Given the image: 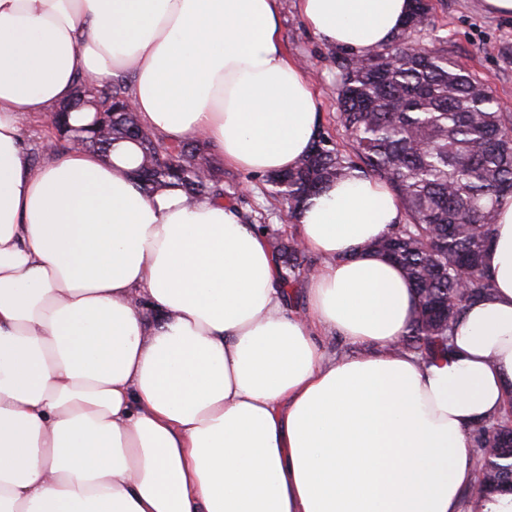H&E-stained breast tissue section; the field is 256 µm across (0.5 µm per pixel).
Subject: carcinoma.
Here are the masks:
<instances>
[{"label":"carcinoma","mask_w":512,"mask_h":512,"mask_svg":"<svg viewBox=\"0 0 512 512\" xmlns=\"http://www.w3.org/2000/svg\"><path fill=\"white\" fill-rule=\"evenodd\" d=\"M405 27L391 44L363 55L335 53L341 111L336 125L358 131L349 149L330 137L290 171L266 176L267 193L289 223L306 200L353 172L387 185L403 219L371 248L394 260L416 289L418 312L403 335V350L425 361L445 357L465 307L493 290L483 270L496 222L497 201L512 194V113L500 110L485 84L448 59V47L412 39L429 26L428 0H414ZM95 103L80 108L90 120L74 128L82 147L108 155L122 141L137 142L142 190L176 185L188 200L240 198L224 193V172L204 141L178 144L145 127L127 107L123 80L92 86ZM270 245L285 274L282 285L308 272L306 250L295 235L270 231ZM477 492L512 488V406L475 430Z\"/></svg>","instance_id":"carcinoma-1"}]
</instances>
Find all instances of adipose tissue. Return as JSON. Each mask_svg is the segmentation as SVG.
Instances as JSON below:
<instances>
[{"instance_id": "adipose-tissue-1", "label": "adipose tissue", "mask_w": 512, "mask_h": 512, "mask_svg": "<svg viewBox=\"0 0 512 512\" xmlns=\"http://www.w3.org/2000/svg\"><path fill=\"white\" fill-rule=\"evenodd\" d=\"M323 43H391L410 0H297ZM279 0H0V512H512L475 493L473 430L512 401V195L453 350L400 340L401 269L366 252L402 220L379 181L309 199L323 263L288 305L267 230L181 189L144 194L138 152L35 167L21 120L77 77L131 75L141 121L243 171L293 168L320 103L285 54ZM330 334L366 346L329 359Z\"/></svg>"}]
</instances>
